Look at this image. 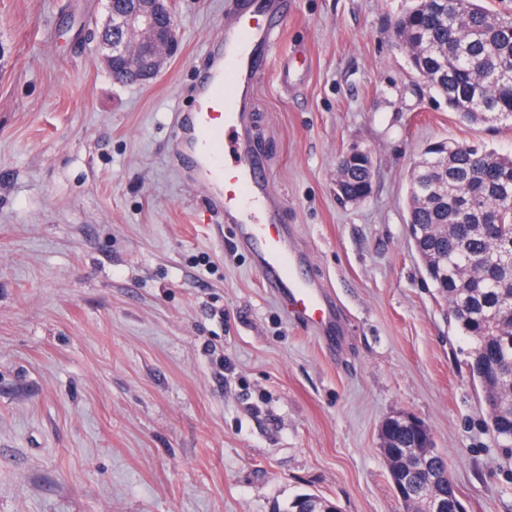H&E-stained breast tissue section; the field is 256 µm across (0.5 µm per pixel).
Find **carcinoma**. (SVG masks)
<instances>
[{"label":"carcinoma","mask_w":512,"mask_h":512,"mask_svg":"<svg viewBox=\"0 0 512 512\" xmlns=\"http://www.w3.org/2000/svg\"><path fill=\"white\" fill-rule=\"evenodd\" d=\"M397 44L413 71L468 124L512 120V19L476 0H413L394 25ZM414 163L408 185L407 224L420 227L414 246L426 276L444 299L470 356L496 343L499 361L512 362V158L492 150L442 143ZM341 200L360 203L372 191L371 169L347 163ZM495 225L476 228L483 217ZM474 382L497 407L487 426L512 454L508 419L512 385ZM408 429L392 433L397 448L415 445Z\"/></svg>","instance_id":"1"}]
</instances>
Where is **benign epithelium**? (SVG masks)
<instances>
[{"instance_id":"1","label":"benign epithelium","mask_w":512,"mask_h":512,"mask_svg":"<svg viewBox=\"0 0 512 512\" xmlns=\"http://www.w3.org/2000/svg\"><path fill=\"white\" fill-rule=\"evenodd\" d=\"M103 26L112 36L102 40L100 64L112 71V79L117 82L155 79L179 48L172 0H129L121 10L113 9L109 2ZM398 423L412 427L424 446L405 452L391 449L387 429ZM379 436L401 503L413 504L412 512H467L459 498L435 500L424 493L421 483L415 482L416 478L429 475L432 457V434L423 422L405 414L393 415L382 422Z\"/></svg>"}]
</instances>
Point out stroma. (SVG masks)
I'll return each instance as SVG.
<instances>
[{
    "mask_svg": "<svg viewBox=\"0 0 512 512\" xmlns=\"http://www.w3.org/2000/svg\"><path fill=\"white\" fill-rule=\"evenodd\" d=\"M237 2L173 0L177 55L119 84L97 56L105 0H0V512H273L303 493L402 512L378 440L401 412L467 512H512L471 346L406 223L429 143L512 157V126L463 123L423 85L392 35L410 0H292L246 137L336 300L327 346L175 152L171 115ZM352 146L373 156L360 204L336 197Z\"/></svg>",
    "mask_w": 512,
    "mask_h": 512,
    "instance_id": "35a3bbf8",
    "label": "stroma"
}]
</instances>
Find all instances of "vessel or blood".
<instances>
[{
	"mask_svg": "<svg viewBox=\"0 0 512 512\" xmlns=\"http://www.w3.org/2000/svg\"><path fill=\"white\" fill-rule=\"evenodd\" d=\"M288 13V0H244L224 20V47L210 51L191 88L196 106L174 115L181 162L209 182L224 216L271 293L294 319L326 332L336 321L331 300L301 272V257L277 213L263 161L244 135L246 110Z\"/></svg>",
	"mask_w": 512,
	"mask_h": 512,
	"instance_id": "obj_1",
	"label": "vessel or blood"
}]
</instances>
